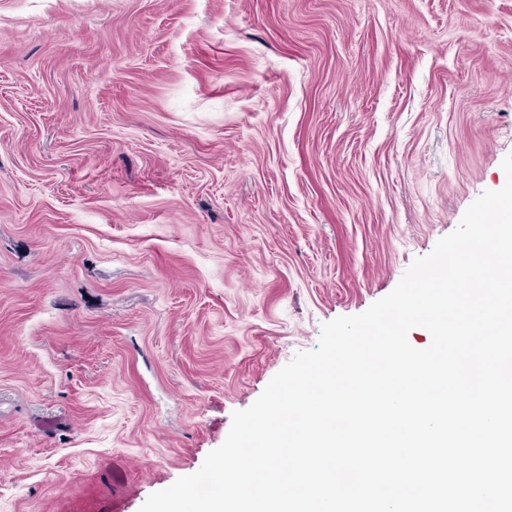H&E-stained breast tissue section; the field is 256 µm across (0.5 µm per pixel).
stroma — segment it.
Returning a JSON list of instances; mask_svg holds the SVG:
<instances>
[{"label": "stroma", "mask_w": 512, "mask_h": 512, "mask_svg": "<svg viewBox=\"0 0 512 512\" xmlns=\"http://www.w3.org/2000/svg\"><path fill=\"white\" fill-rule=\"evenodd\" d=\"M512 0H0V512H139L501 189Z\"/></svg>", "instance_id": "obj_1"}]
</instances>
